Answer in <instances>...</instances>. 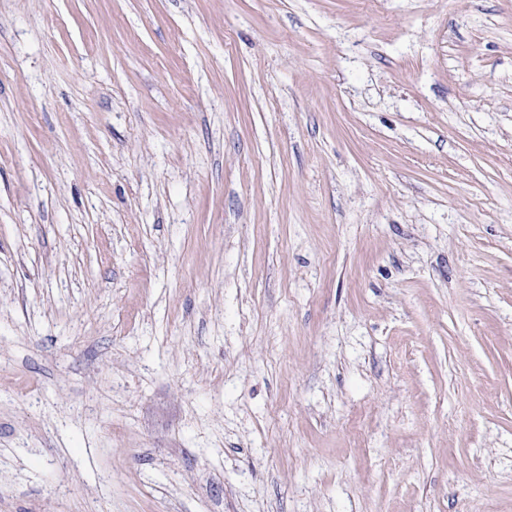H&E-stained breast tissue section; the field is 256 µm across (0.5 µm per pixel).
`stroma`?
<instances>
[{
  "instance_id": "obj_1",
  "label": "stroma",
  "mask_w": 512,
  "mask_h": 512,
  "mask_svg": "<svg viewBox=\"0 0 512 512\" xmlns=\"http://www.w3.org/2000/svg\"><path fill=\"white\" fill-rule=\"evenodd\" d=\"M0 512H512V0H0Z\"/></svg>"
}]
</instances>
